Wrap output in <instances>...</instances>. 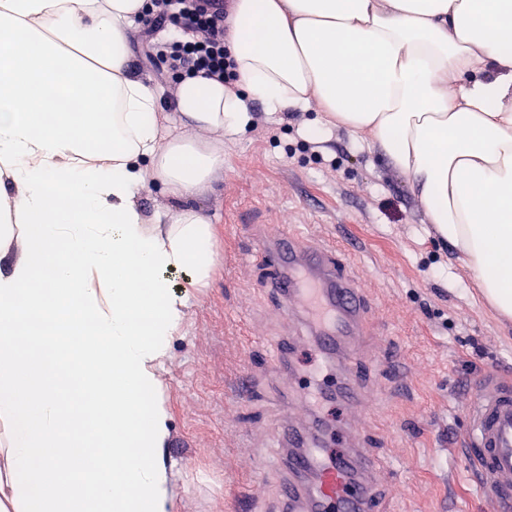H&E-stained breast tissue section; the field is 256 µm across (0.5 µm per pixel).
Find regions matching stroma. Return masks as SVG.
<instances>
[{
    "mask_svg": "<svg viewBox=\"0 0 512 512\" xmlns=\"http://www.w3.org/2000/svg\"><path fill=\"white\" fill-rule=\"evenodd\" d=\"M261 123L224 141V175L192 206L210 217L218 262L208 287L188 293L186 322L161 371L172 415L165 458L175 512H279L280 483L260 456L295 419L346 434L381 473L378 512H493L459 454L463 387L483 371H512V319L499 317L449 244L441 242L406 178L368 133L306 129L317 108L276 112L254 103ZM298 231L329 246L359 245L369 356L350 405L320 398L340 361L316 354L303 315L284 319L263 290L272 274L261 240ZM291 355L275 358L269 340Z\"/></svg>",
    "mask_w": 512,
    "mask_h": 512,
    "instance_id": "1",
    "label": "stroma"
}]
</instances>
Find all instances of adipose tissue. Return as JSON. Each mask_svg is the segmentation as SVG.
<instances>
[{
	"instance_id": "adipose-tissue-1",
	"label": "adipose tissue",
	"mask_w": 512,
	"mask_h": 512,
	"mask_svg": "<svg viewBox=\"0 0 512 512\" xmlns=\"http://www.w3.org/2000/svg\"><path fill=\"white\" fill-rule=\"evenodd\" d=\"M146 0H0V478L13 512H173L160 370L187 295L217 265L185 199L224 171L251 102L317 106L311 126L369 133L512 318V0H236L242 92L180 81L177 123L128 68ZM59 319L19 336L32 313ZM94 326L80 329L83 314ZM76 384L80 411L64 400Z\"/></svg>"
}]
</instances>
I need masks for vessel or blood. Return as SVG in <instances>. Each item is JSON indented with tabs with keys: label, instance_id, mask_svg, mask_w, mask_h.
Wrapping results in <instances>:
<instances>
[{
	"label": "vessel or blood",
	"instance_id": "1",
	"mask_svg": "<svg viewBox=\"0 0 512 512\" xmlns=\"http://www.w3.org/2000/svg\"><path fill=\"white\" fill-rule=\"evenodd\" d=\"M274 269L267 285L280 314H295L303 302L321 350H351L365 329L364 302L345 251L303 245L281 232L265 242ZM467 419L461 455L471 467L482 499L498 512H512V374L490 369L468 387L462 403ZM280 454L270 468L285 472L281 495L286 512H372L376 470L357 448H312L306 431L279 433Z\"/></svg>",
	"mask_w": 512,
	"mask_h": 512
}]
</instances>
